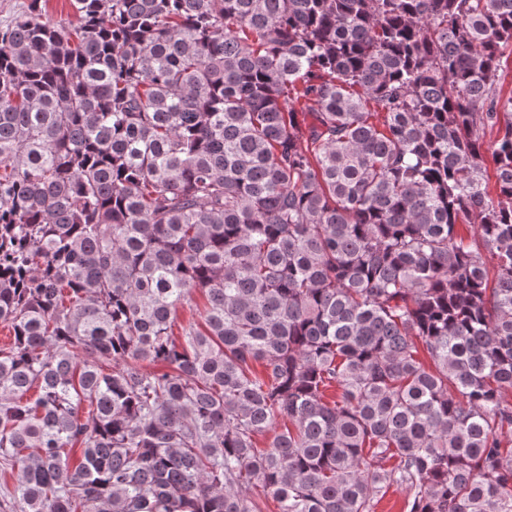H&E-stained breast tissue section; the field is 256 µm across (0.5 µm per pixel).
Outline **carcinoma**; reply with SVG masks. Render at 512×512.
Here are the masks:
<instances>
[{
    "instance_id": "obj_1",
    "label": "carcinoma",
    "mask_w": 512,
    "mask_h": 512,
    "mask_svg": "<svg viewBox=\"0 0 512 512\" xmlns=\"http://www.w3.org/2000/svg\"><path fill=\"white\" fill-rule=\"evenodd\" d=\"M39 2L0 25V512H512V0ZM41 6L45 18L51 22L74 19L71 0H42Z\"/></svg>"
}]
</instances>
